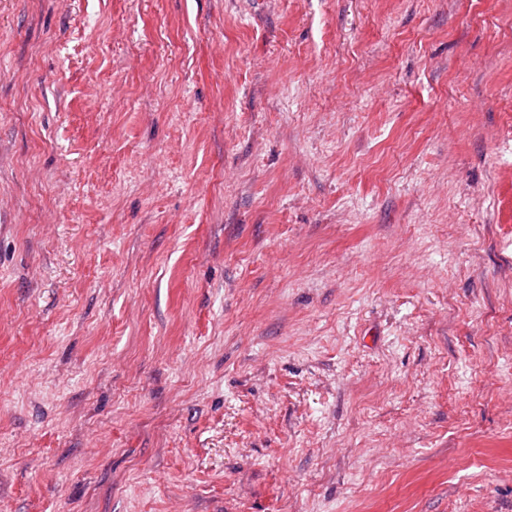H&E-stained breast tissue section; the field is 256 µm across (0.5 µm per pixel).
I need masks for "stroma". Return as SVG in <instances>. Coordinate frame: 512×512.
<instances>
[{
  "label": "stroma",
  "instance_id": "stroma-1",
  "mask_svg": "<svg viewBox=\"0 0 512 512\" xmlns=\"http://www.w3.org/2000/svg\"><path fill=\"white\" fill-rule=\"evenodd\" d=\"M0 512H512V0H0Z\"/></svg>",
  "mask_w": 512,
  "mask_h": 512
}]
</instances>
